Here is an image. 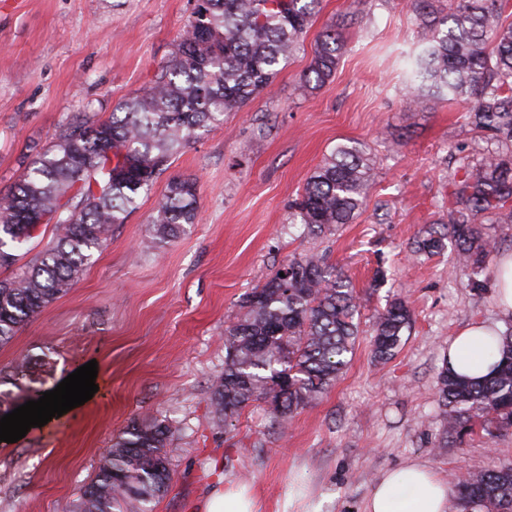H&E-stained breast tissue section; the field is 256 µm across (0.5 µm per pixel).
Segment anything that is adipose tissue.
<instances>
[{
    "label": "adipose tissue",
    "mask_w": 512,
    "mask_h": 512,
    "mask_svg": "<svg viewBox=\"0 0 512 512\" xmlns=\"http://www.w3.org/2000/svg\"><path fill=\"white\" fill-rule=\"evenodd\" d=\"M496 306L501 320L476 323L461 330L448 346V367L459 375L482 379L490 375L493 361L483 351L502 331V321L512 319V252L500 254L495 264ZM450 489L431 467L417 460L386 470L367 500V512H448Z\"/></svg>",
    "instance_id": "adipose-tissue-1"
}]
</instances>
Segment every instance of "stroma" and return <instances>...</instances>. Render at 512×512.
Returning <instances> with one entry per match:
<instances>
[{
  "instance_id": "obj_1",
  "label": "stroma",
  "mask_w": 512,
  "mask_h": 512,
  "mask_svg": "<svg viewBox=\"0 0 512 512\" xmlns=\"http://www.w3.org/2000/svg\"><path fill=\"white\" fill-rule=\"evenodd\" d=\"M190 11L191 0H0V195L64 125L107 118L145 87ZM419 24L411 0H322L271 88L174 160L171 175L198 184L194 224L170 240L154 235L166 191L156 182L76 285L0 347V371L24 356L33 364L26 379L0 378L1 414L98 364L92 399L0 442V512H63L113 437L142 418L177 428L173 481L154 512H204L213 491L238 486L251 489L257 512H366L373 482L410 459L451 482L512 467V430L442 433L437 374L448 343L497 312L491 276L474 288L448 256L414 252L419 229L448 219L449 166L487 147L463 103L413 102L396 57L415 46ZM330 27L344 42L336 72L302 90ZM346 139L363 142L376 168L358 217L318 238L288 225L289 201ZM310 253L355 288L362 332L350 363L285 427H272L263 403L213 425L225 328L265 277ZM397 296L413 325L383 362L369 329Z\"/></svg>"
}]
</instances>
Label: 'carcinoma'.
Wrapping results in <instances>:
<instances>
[{
	"instance_id": "carcinoma-1",
	"label": "carcinoma",
	"mask_w": 512,
	"mask_h": 512,
	"mask_svg": "<svg viewBox=\"0 0 512 512\" xmlns=\"http://www.w3.org/2000/svg\"><path fill=\"white\" fill-rule=\"evenodd\" d=\"M320 0H204L195 6L170 57L149 84L102 120L77 119L32 155L14 190L0 196V346L80 279L95 253L137 208L140 196L170 169L183 148L228 112L268 90L312 25ZM422 10L420 38L402 53L416 100L464 101L465 121L495 149L462 157L448 170V222L429 226L414 252L439 254L454 245V264L481 287L495 244L482 219L512 224V21L498 0H457L448 13ZM343 43L334 30L315 41L302 84L320 87L335 74ZM374 178L366 146L354 139L306 179L288 208V223L320 236L348 224L363 208ZM196 181L170 178L151 224L162 240L195 220ZM44 218L53 237L18 265L15 250L38 237ZM352 281L318 254L292 258L242 300L224 330V374L211 392L210 420L219 426L251 403L270 407L281 427L318 400L342 374L359 336ZM412 311L393 299L373 323L371 347L392 359L411 330ZM493 374L479 381L438 374L437 402L445 437L491 426L512 428V333L491 349ZM173 422L133 421L112 440L96 475L67 512H149L173 476ZM460 508L480 502L487 512H512V468L463 474L455 483Z\"/></svg>"
}]
</instances>
